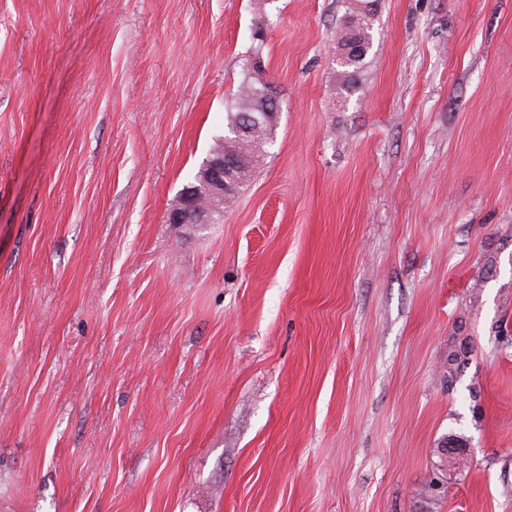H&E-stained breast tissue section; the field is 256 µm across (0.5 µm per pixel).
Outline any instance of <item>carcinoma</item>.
I'll return each instance as SVG.
<instances>
[{"instance_id": "1", "label": "carcinoma", "mask_w": 512, "mask_h": 512, "mask_svg": "<svg viewBox=\"0 0 512 512\" xmlns=\"http://www.w3.org/2000/svg\"><path fill=\"white\" fill-rule=\"evenodd\" d=\"M375 2L343 0L344 12L336 28L335 58L339 94L344 97L354 91L357 78L366 65L376 19ZM263 45L264 34L261 33L252 56L245 59L243 78L226 112L227 133L217 137L210 147L212 153L232 148L239 157V165L234 172L235 192L222 200L199 195L201 206L211 213L209 222L212 224L221 218L226 205L232 203L251 181L255 169L266 155L267 146L274 138L275 125L264 113V104L259 100L258 91L263 85L256 78L252 65V57L262 54Z\"/></svg>"}]
</instances>
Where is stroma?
<instances>
[{
  "label": "stroma",
  "mask_w": 512,
  "mask_h": 512,
  "mask_svg": "<svg viewBox=\"0 0 512 512\" xmlns=\"http://www.w3.org/2000/svg\"><path fill=\"white\" fill-rule=\"evenodd\" d=\"M376 9L343 99L342 0H0V512H512V0ZM256 40L258 46L253 49L251 55L245 59L243 64V78L226 114L227 133L224 136L217 137L209 150V155L213 152L221 151L227 147L233 148L238 157L239 165L234 172L236 191L224 197V189L228 187L225 177L229 175V169L233 168V162L224 155L209 157L202 164L201 169L204 175L203 187L205 191L215 199L200 194L199 201L201 206L211 213L210 224H215L224 213L226 205L232 203L238 197L251 181L255 169L266 155L267 146L273 141L276 121L272 124L264 113V104L259 100L258 91L263 88L262 83L254 74V65H252L253 56L262 55L264 45V34H257ZM250 115L254 118L251 122V133L241 141L237 140L238 126L241 118ZM205 216L197 208L196 197L191 194L182 196L168 212V220L172 224H208Z\"/></svg>",
  "instance_id": "35a3bbf8"
}]
</instances>
